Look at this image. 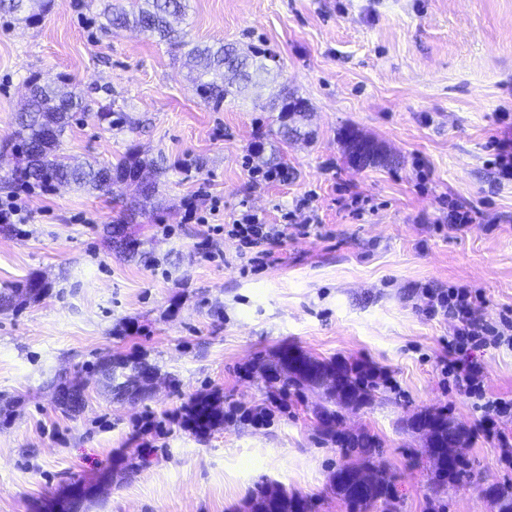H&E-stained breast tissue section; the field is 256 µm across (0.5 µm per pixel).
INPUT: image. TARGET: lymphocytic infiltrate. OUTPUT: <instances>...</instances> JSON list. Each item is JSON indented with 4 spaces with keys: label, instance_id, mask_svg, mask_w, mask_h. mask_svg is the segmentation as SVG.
I'll return each instance as SVG.
<instances>
[{
    "label": "lymphocytic infiltrate",
    "instance_id": "f902f5d3",
    "mask_svg": "<svg viewBox=\"0 0 512 512\" xmlns=\"http://www.w3.org/2000/svg\"><path fill=\"white\" fill-rule=\"evenodd\" d=\"M230 237L239 242L240 255L249 264L266 266L272 263V244L281 241L286 232L278 225L266 223L252 210H244L229 230ZM423 294L426 316L452 320L453 329L446 343L447 354L440 359L441 373L449 387L472 399L480 412V424L490 440L498 447H512V435L497 427V419L512 413V400L488 396L480 351L507 347L512 350V309H505L498 320L490 322L480 316L485 295L477 288L449 286L427 288Z\"/></svg>",
    "mask_w": 512,
    "mask_h": 512
}]
</instances>
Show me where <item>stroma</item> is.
<instances>
[{
	"instance_id": "1",
	"label": "stroma",
	"mask_w": 512,
	"mask_h": 512,
	"mask_svg": "<svg viewBox=\"0 0 512 512\" xmlns=\"http://www.w3.org/2000/svg\"><path fill=\"white\" fill-rule=\"evenodd\" d=\"M104 0H52L28 25L0 13V144L26 102L27 79L60 77L127 114L68 128L75 161H116L130 146L164 157L168 172L146 212L125 224L132 191L73 187L18 192L17 165L0 155V198L17 195L32 223L0 230V291L42 275L38 300L0 309V512H57L77 484L93 488L70 512H254L261 485L303 498L308 512H348L332 477L358 461L336 436L363 433L391 476L389 512H497L489 485L512 489V466L478 429L472 400L448 389L438 365L449 321L422 314L423 289H482L486 318L512 307V184L487 160L492 138H512V0H189V46L265 49L272 77L221 108L205 103L183 59L134 29L104 30ZM304 98L300 138L280 140L272 91ZM383 159L353 167L347 133ZM275 148L284 181L255 183L253 148ZM194 159L199 171L184 174ZM366 199L362 215L346 208ZM198 198L205 224L242 208L288 228L274 264L244 271L235 239L219 258L197 249L205 224L185 218ZM310 199L315 222L292 213ZM477 211L459 231H437L449 202ZM124 224L129 257L107 240ZM389 375L375 397L326 425L321 390L273 379L285 348ZM142 361L161 376L142 399L91 381L85 406L65 414L52 380L103 358ZM489 395L512 399V350L481 356ZM285 407L256 428L220 421L204 435L171 424L157 453L140 455L136 424L191 400ZM443 411L469 437L468 473L436 490L424 441L409 422Z\"/></svg>"
}]
</instances>
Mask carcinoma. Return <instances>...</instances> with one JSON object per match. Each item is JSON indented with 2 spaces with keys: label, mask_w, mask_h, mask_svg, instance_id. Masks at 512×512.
Wrapping results in <instances>:
<instances>
[{
  "label": "carcinoma",
  "mask_w": 512,
  "mask_h": 512,
  "mask_svg": "<svg viewBox=\"0 0 512 512\" xmlns=\"http://www.w3.org/2000/svg\"><path fill=\"white\" fill-rule=\"evenodd\" d=\"M50 0H0V11L8 12L27 24L40 20L48 10ZM186 0H137L131 10L114 8L108 4L103 14L105 27L123 29L137 28L157 38L174 50L185 46L184 36L172 25L170 18L186 13ZM266 55L255 48L251 53H243L231 44L216 48L194 47L187 53L186 65L197 71L196 90L207 103L218 107L229 97H236L251 83L253 75L267 71L264 63ZM31 95L28 108L17 117L16 127L8 145L13 152L25 159L24 166L15 169L32 185L56 187L73 185L87 191L107 192L114 184H124L133 188L131 207H143L155 194V185L137 179V173L148 166L156 165L153 160L141 156L140 150L132 146L116 163L99 166L92 162L75 163L62 149V138L78 115L94 119L107 129L127 121L125 117H114L112 105L102 104L91 98V92L77 85L61 80L53 86L42 84L38 76L29 77ZM271 108L278 111L277 133L283 139L301 135L295 125L296 119L304 116L306 104L303 99L288 95L279 90L272 96ZM51 288L49 282L40 276L30 277L22 287L10 293L0 292V306L22 305L37 299ZM306 362L315 368L316 374H301L288 360V351L281 352L275 370L282 372L286 379L299 384L315 385L324 388L327 401L338 406L352 407L373 397L377 390L374 381L365 372L347 365L337 366L318 359L307 357ZM93 371L100 375L109 391L122 396L131 394L143 397L147 394L145 377L158 374L156 367L146 362H114L112 359L100 361ZM59 408L65 413H77L85 406L86 382L82 379L65 380L54 384ZM364 459L359 463L343 465L345 469L360 470L365 465L374 468L370 494L356 503L358 512H374L378 503L390 496V483L385 467L373 460V446L365 436L354 440ZM468 462L462 460L454 469L435 468L434 482L441 490L448 484H458L467 472ZM489 498L495 503L498 512H512V492L491 485L487 489ZM281 500L282 512H293L296 497L287 492L266 487L259 496V504L273 496Z\"/></svg>",
  "instance_id": "carcinoma-1"
}]
</instances>
